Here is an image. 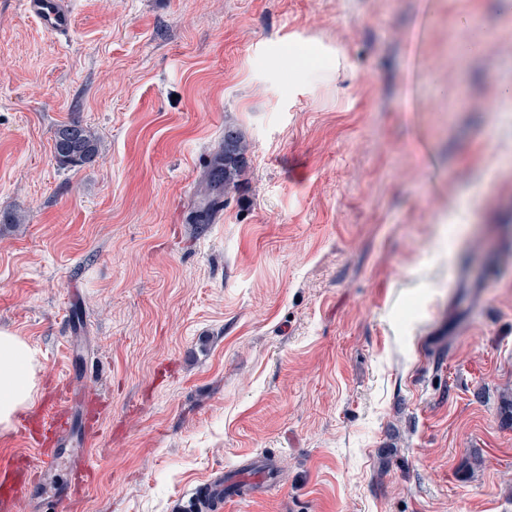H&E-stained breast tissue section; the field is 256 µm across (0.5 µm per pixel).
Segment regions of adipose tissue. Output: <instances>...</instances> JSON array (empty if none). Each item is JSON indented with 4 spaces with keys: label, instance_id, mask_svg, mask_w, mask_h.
I'll use <instances>...</instances> for the list:
<instances>
[{
    "label": "adipose tissue",
    "instance_id": "1",
    "mask_svg": "<svg viewBox=\"0 0 512 512\" xmlns=\"http://www.w3.org/2000/svg\"><path fill=\"white\" fill-rule=\"evenodd\" d=\"M38 355L21 337L0 331V428L10 429L17 414L34 405Z\"/></svg>",
    "mask_w": 512,
    "mask_h": 512
}]
</instances>
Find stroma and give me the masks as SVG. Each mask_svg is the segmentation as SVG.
Returning <instances> with one entry per match:
<instances>
[{
    "label": "stroma",
    "mask_w": 512,
    "mask_h": 512,
    "mask_svg": "<svg viewBox=\"0 0 512 512\" xmlns=\"http://www.w3.org/2000/svg\"><path fill=\"white\" fill-rule=\"evenodd\" d=\"M0 0V329L107 403L81 512H512V5ZM469 22L491 48L457 55ZM98 154L60 164L58 125ZM236 127L249 172L191 221ZM485 464L459 470L473 450ZM25 9L39 18L45 29L51 33L62 34L69 27V0H25ZM54 155L64 165L82 166L98 153L95 133L79 120L60 125L54 132Z\"/></svg>",
    "instance_id": "obj_1"
}]
</instances>
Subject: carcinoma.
Masks as SVG:
<instances>
[{
	"label": "carcinoma",
	"mask_w": 512,
	"mask_h": 512,
	"mask_svg": "<svg viewBox=\"0 0 512 512\" xmlns=\"http://www.w3.org/2000/svg\"><path fill=\"white\" fill-rule=\"evenodd\" d=\"M54 155L64 165L82 166L94 160L98 153L95 133L78 120L56 128ZM249 144L234 128L224 129V139L207 164L204 177L196 191L194 223L210 224L224 209L226 197L235 191L248 173ZM224 500V491L213 492L204 487L194 504L195 512H216Z\"/></svg>",
	"instance_id": "carcinoma-1"
}]
</instances>
